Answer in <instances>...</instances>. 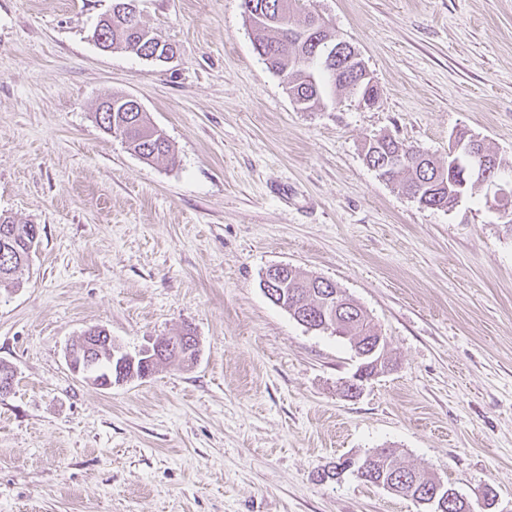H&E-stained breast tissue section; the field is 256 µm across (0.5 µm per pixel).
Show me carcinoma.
<instances>
[{"instance_id": "obj_1", "label": "carcinoma", "mask_w": 512, "mask_h": 512, "mask_svg": "<svg viewBox=\"0 0 512 512\" xmlns=\"http://www.w3.org/2000/svg\"><path fill=\"white\" fill-rule=\"evenodd\" d=\"M136 0H112L110 15L98 21L93 32L95 44L105 50L131 52L148 59L161 60L174 54L173 47L155 29L142 23L137 14ZM245 15L253 30V45L269 69L284 78L291 98L307 102L308 107H323L336 103V95L349 93L343 84L345 73L337 70L336 60H328L325 45L319 46L297 41L288 36L289 31L302 28L314 14L306 10L305 0H243ZM95 120L99 127L121 137L128 149L144 160L152 161L172 153V145L163 129L157 127L147 112L134 110L124 96L103 100ZM476 150L470 156L456 154L448 157V167L443 168L427 152L390 136H379L368 142L367 152L373 153L372 162L378 164L385 155L405 148L409 161L399 170L384 168L379 177L396 182L405 193L417 198L428 208L452 204L466 192L481 187L479 170L495 178L500 173L497 159L481 140H475ZM34 225L18 222L0 213V287L19 284L18 273L24 269L20 259L33 245L31 231ZM321 277L303 276L297 271H285L272 288L276 301L288 310H295L310 318V324H328L330 334H339L354 344L363 336H374L377 329L372 319L359 306L352 314L336 316V299L331 294L336 289L325 286ZM407 479L414 491L429 493L437 486L444 491L452 487L441 478L405 466L390 448L380 450L373 469L359 478L377 484L380 478L393 476Z\"/></svg>"}]
</instances>
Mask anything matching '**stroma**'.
Returning <instances> with one entry per match:
<instances>
[{
	"label": "stroma",
	"instance_id": "35a3bbf8",
	"mask_svg": "<svg viewBox=\"0 0 512 512\" xmlns=\"http://www.w3.org/2000/svg\"><path fill=\"white\" fill-rule=\"evenodd\" d=\"M112 0H0V213L38 227L0 288V512H422L329 463L396 450L512 512V224L484 195L421 207L364 159L390 135L512 171V0H311L380 86L309 112L254 52L242 0H139L174 55L105 53ZM136 98L173 146L95 121ZM289 264L336 282L394 362L345 396L349 344L272 303ZM190 326L194 365L97 388L64 352L93 326L137 355ZM130 98L135 109L144 110L137 99ZM130 103L126 96H112L103 100L95 112L99 127L106 133L121 137L128 149L144 160L169 156L172 145L163 129L151 121L147 112H135ZM101 109L103 112H99Z\"/></svg>",
	"mask_w": 512,
	"mask_h": 512
}]
</instances>
